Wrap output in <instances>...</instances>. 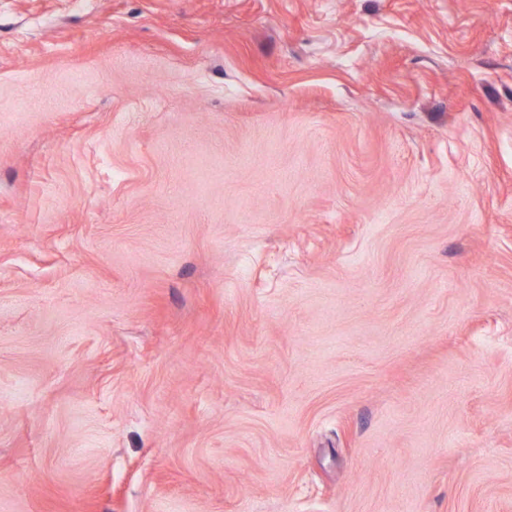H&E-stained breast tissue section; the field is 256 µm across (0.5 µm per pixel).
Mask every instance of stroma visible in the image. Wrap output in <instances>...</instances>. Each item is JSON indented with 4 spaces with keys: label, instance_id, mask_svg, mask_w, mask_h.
Segmentation results:
<instances>
[{
    "label": "stroma",
    "instance_id": "obj_1",
    "mask_svg": "<svg viewBox=\"0 0 512 512\" xmlns=\"http://www.w3.org/2000/svg\"><path fill=\"white\" fill-rule=\"evenodd\" d=\"M0 512H512V0H0Z\"/></svg>",
    "mask_w": 512,
    "mask_h": 512
}]
</instances>
